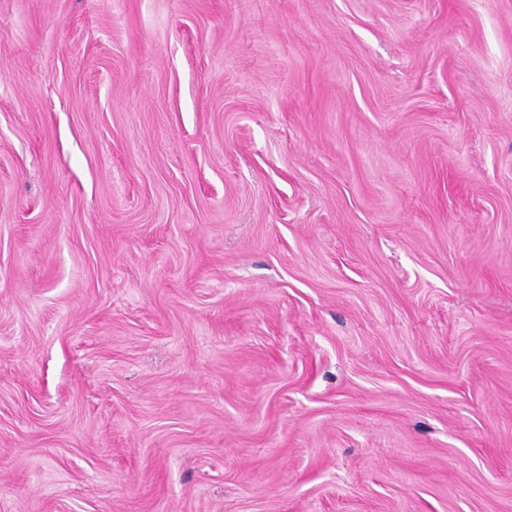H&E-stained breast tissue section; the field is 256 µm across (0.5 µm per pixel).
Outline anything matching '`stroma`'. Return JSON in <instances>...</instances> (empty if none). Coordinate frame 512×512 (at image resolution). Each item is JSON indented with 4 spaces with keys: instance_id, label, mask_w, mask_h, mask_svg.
Segmentation results:
<instances>
[{
    "instance_id": "stroma-1",
    "label": "stroma",
    "mask_w": 512,
    "mask_h": 512,
    "mask_svg": "<svg viewBox=\"0 0 512 512\" xmlns=\"http://www.w3.org/2000/svg\"><path fill=\"white\" fill-rule=\"evenodd\" d=\"M0 512H512V0H0Z\"/></svg>"
}]
</instances>
